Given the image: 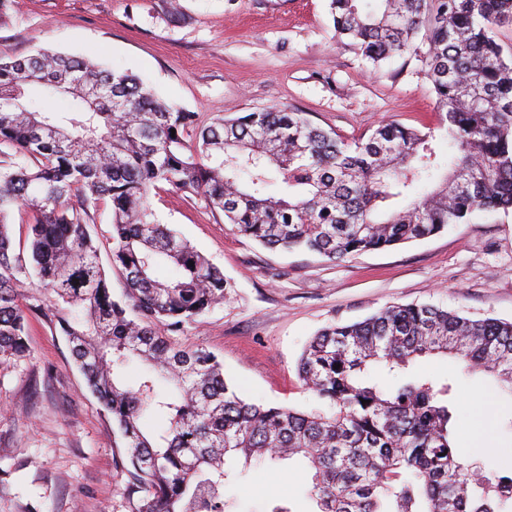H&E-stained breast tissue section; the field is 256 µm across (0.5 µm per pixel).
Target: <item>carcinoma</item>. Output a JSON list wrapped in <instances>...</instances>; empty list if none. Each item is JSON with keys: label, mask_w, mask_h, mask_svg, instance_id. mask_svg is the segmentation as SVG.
Segmentation results:
<instances>
[{"label": "carcinoma", "mask_w": 512, "mask_h": 512, "mask_svg": "<svg viewBox=\"0 0 512 512\" xmlns=\"http://www.w3.org/2000/svg\"><path fill=\"white\" fill-rule=\"evenodd\" d=\"M329 7L337 41L375 69L417 52L419 37L428 44L436 130L388 122L348 141L285 106L237 118L184 112L90 59L39 49L0 60V365L28 355L21 288L35 280L48 298L40 311L124 441L134 512H225L224 488L254 460L303 463L315 512H512V470L476 475L457 451L455 380L417 368L451 356L512 396V322L393 304L325 327L298 363L324 411L249 402L215 355L175 339L231 284L158 222L153 190L203 199L270 250L331 261L512 208V52L497 36L512 26V0ZM57 94L65 108L40 106ZM102 206L104 242L91 233ZM16 210L28 216L20 249ZM162 267L172 269L164 280ZM110 269L125 280L122 299ZM135 358L148 369L128 377Z\"/></svg>", "instance_id": "1"}]
</instances>
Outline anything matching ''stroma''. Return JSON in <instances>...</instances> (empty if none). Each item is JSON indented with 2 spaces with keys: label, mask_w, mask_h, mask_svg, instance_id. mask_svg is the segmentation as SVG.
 Here are the masks:
<instances>
[{
  "label": "stroma",
  "mask_w": 512,
  "mask_h": 512,
  "mask_svg": "<svg viewBox=\"0 0 512 512\" xmlns=\"http://www.w3.org/2000/svg\"><path fill=\"white\" fill-rule=\"evenodd\" d=\"M38 48L133 72L189 112L235 117L285 105L349 140L382 121L437 122L419 56L372 70L337 43L329 0H17L0 24V58ZM150 203L231 283L180 342L218 355L225 377L254 401L317 407L297 372L305 343L388 304L512 321V210L331 261L266 249L199 198L161 190ZM27 342L28 359L0 365V512H132L123 443L66 340L37 313ZM420 369L457 379L460 452L484 469L511 470L512 399L450 360ZM309 487L301 466H257L224 495L230 512H262L274 494L310 512Z\"/></svg>",
  "instance_id": "35a3bbf8"
}]
</instances>
